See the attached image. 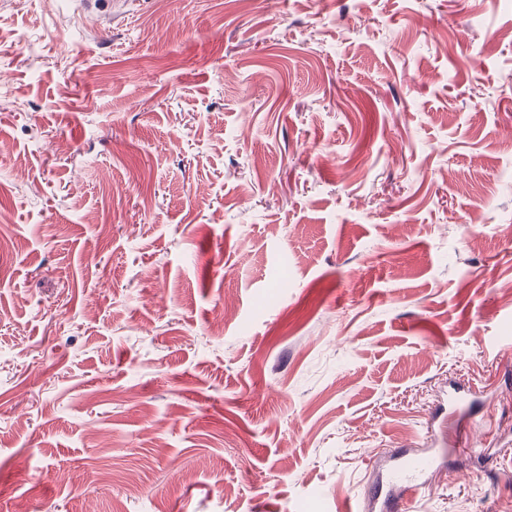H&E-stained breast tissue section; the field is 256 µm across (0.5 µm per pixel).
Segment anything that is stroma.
Masks as SVG:
<instances>
[{
    "label": "stroma",
    "instance_id": "stroma-1",
    "mask_svg": "<svg viewBox=\"0 0 512 512\" xmlns=\"http://www.w3.org/2000/svg\"><path fill=\"white\" fill-rule=\"evenodd\" d=\"M0 77V512H342L452 382L406 512H512V0H0ZM478 397L472 393L462 395L453 389L448 393V420L454 423L457 429L455 444L461 448H473L472 418L476 414Z\"/></svg>",
    "mask_w": 512,
    "mask_h": 512
}]
</instances>
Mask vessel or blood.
Segmentation results:
<instances>
[{"mask_svg":"<svg viewBox=\"0 0 512 512\" xmlns=\"http://www.w3.org/2000/svg\"><path fill=\"white\" fill-rule=\"evenodd\" d=\"M478 398L474 394H460L453 390L448 394V419L452 421L457 436L455 444L461 448L473 447L471 435L472 419L476 414ZM435 459L430 453L401 456L389 467L383 487L377 490L371 500L376 512H401L403 499H414L421 495L424 484L422 475L432 470Z\"/></svg>","mask_w":512,"mask_h":512,"instance_id":"b4317fda","label":"vessel or blood"}]
</instances>
